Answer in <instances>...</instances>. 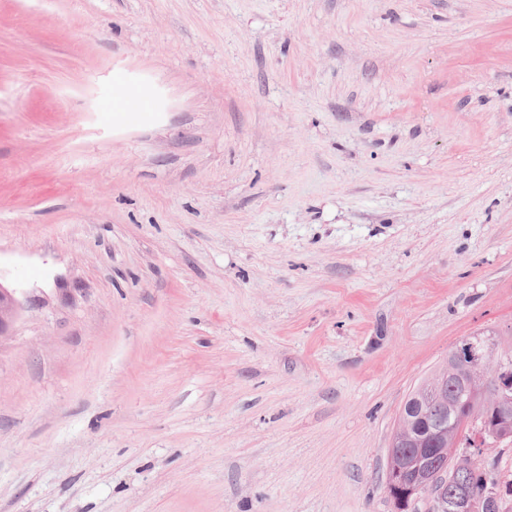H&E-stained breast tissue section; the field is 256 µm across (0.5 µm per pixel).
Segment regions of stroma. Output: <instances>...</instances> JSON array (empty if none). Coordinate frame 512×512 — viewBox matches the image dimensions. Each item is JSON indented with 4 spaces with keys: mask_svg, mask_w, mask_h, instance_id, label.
Returning <instances> with one entry per match:
<instances>
[{
    "mask_svg": "<svg viewBox=\"0 0 512 512\" xmlns=\"http://www.w3.org/2000/svg\"><path fill=\"white\" fill-rule=\"evenodd\" d=\"M0 512H397L512 327V0H0ZM24 309V302L16 289L0 283V338L9 336L13 326Z\"/></svg>",
    "mask_w": 512,
    "mask_h": 512,
    "instance_id": "stroma-1",
    "label": "stroma"
}]
</instances>
